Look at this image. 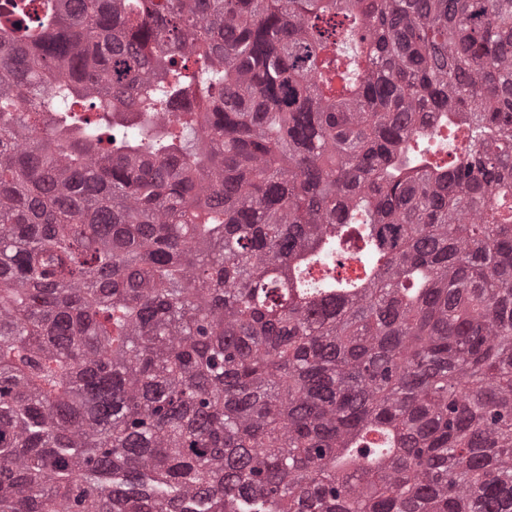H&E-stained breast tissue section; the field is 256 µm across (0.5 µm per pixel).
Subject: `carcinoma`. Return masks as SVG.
Returning <instances> with one entry per match:
<instances>
[{"label":"carcinoma","instance_id":"obj_1","mask_svg":"<svg viewBox=\"0 0 512 512\" xmlns=\"http://www.w3.org/2000/svg\"><path fill=\"white\" fill-rule=\"evenodd\" d=\"M0 512H512V0H0Z\"/></svg>","mask_w":512,"mask_h":512}]
</instances>
